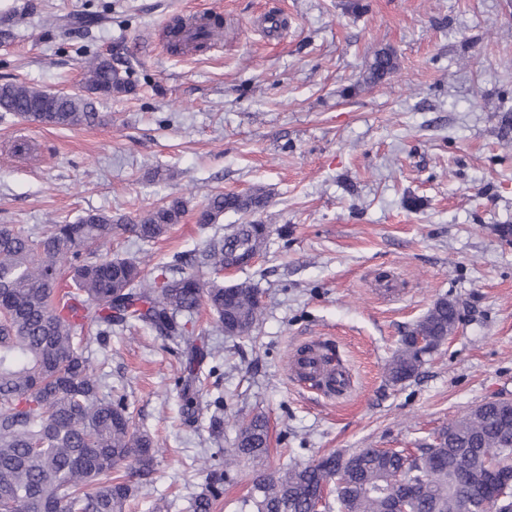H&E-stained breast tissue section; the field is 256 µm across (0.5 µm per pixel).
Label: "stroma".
I'll return each mask as SVG.
<instances>
[{
  "label": "stroma",
  "instance_id": "35a3bbf8",
  "mask_svg": "<svg viewBox=\"0 0 512 512\" xmlns=\"http://www.w3.org/2000/svg\"><path fill=\"white\" fill-rule=\"evenodd\" d=\"M179 7L223 12L222 41L174 49ZM381 49L396 68L373 84ZM92 54L128 81L95 98V123L0 112V225L133 222L183 198L167 239H112L151 277L249 219L201 227L208 195L271 194L251 218L270 225L266 247L224 277L263 296L254 338L225 335L207 306L194 317L219 351L198 422L181 416V357L162 337L133 328L90 357L158 450L127 512H189L256 414L269 452L231 471L216 512H251L254 479L288 463L413 451L476 406L512 401V0H0V84L74 93ZM442 298L457 304L455 330L416 377L388 383L403 334ZM317 341L349 375L341 395L292 376L296 350Z\"/></svg>",
  "mask_w": 512,
  "mask_h": 512
}]
</instances>
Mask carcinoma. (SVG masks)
I'll return each instance as SVG.
<instances>
[{"mask_svg": "<svg viewBox=\"0 0 512 512\" xmlns=\"http://www.w3.org/2000/svg\"><path fill=\"white\" fill-rule=\"evenodd\" d=\"M395 69L393 53L379 50L369 81ZM128 90L112 61L100 55L84 66L81 92L61 93L42 111L47 92L25 84L0 85V112L43 125L73 128L98 119L93 97ZM270 192L215 193L197 212L204 227L226 212L264 210ZM186 213L172 197L133 224L105 213L31 229L0 225V512H124L152 481L158 449L135 430L123 398L85 356L89 344L138 322L182 348V416L196 422L199 407L189 383L200 381L214 352L197 346L192 317L201 303L228 336L250 338L264 308L248 281L224 284V266H247L270 236L266 224H236L206 241L193 263L209 270L149 279L136 260L99 254L112 236L129 232L142 242L165 237ZM459 321L456 305L437 300L402 337L385 367L397 385L418 375L424 356L448 339ZM269 447V424L256 415L238 425L224 457L229 472L242 458L260 459ZM120 464L128 477H112ZM512 469V406L488 401L443 427L433 442L411 453L362 448L342 462L331 454L311 465L288 464L253 485L255 512H466L485 495L479 480L490 467ZM219 483H206L192 512H212Z\"/></svg>", "mask_w": 512, "mask_h": 512, "instance_id": "cac0c4a2", "label": "carcinoma"}]
</instances>
